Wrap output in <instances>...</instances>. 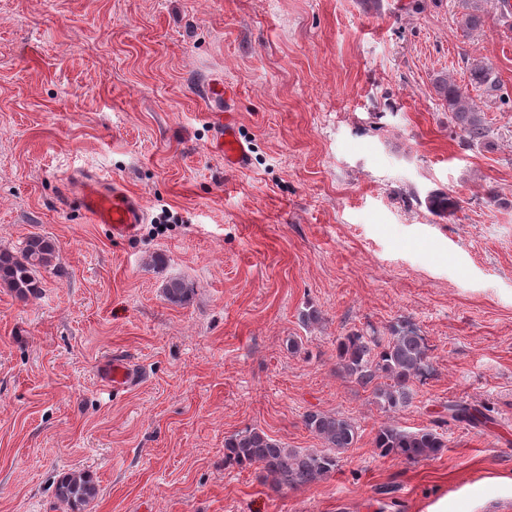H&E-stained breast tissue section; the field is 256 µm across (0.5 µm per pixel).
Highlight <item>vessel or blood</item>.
Wrapping results in <instances>:
<instances>
[{"instance_id": "obj_1", "label": "vessel or blood", "mask_w": 512, "mask_h": 512, "mask_svg": "<svg viewBox=\"0 0 512 512\" xmlns=\"http://www.w3.org/2000/svg\"><path fill=\"white\" fill-rule=\"evenodd\" d=\"M234 97V88L223 83H213L205 91L206 100L224 103L223 111L215 115L218 128L215 147L224 155V167L230 171H243L249 167L251 155L239 132L232 105ZM81 203L95 222L109 225L117 238L133 236L144 221L143 207L136 198L117 188L106 190L96 179L86 181ZM136 378L135 370L121 360L113 361L105 375L106 381L115 387L130 385Z\"/></svg>"}]
</instances>
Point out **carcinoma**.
<instances>
[{
    "instance_id": "carcinoma-1",
    "label": "carcinoma",
    "mask_w": 512,
    "mask_h": 512,
    "mask_svg": "<svg viewBox=\"0 0 512 512\" xmlns=\"http://www.w3.org/2000/svg\"><path fill=\"white\" fill-rule=\"evenodd\" d=\"M488 2L460 0L456 22L464 36L484 32ZM467 70L473 87L488 93L496 90L492 67L485 59H469ZM433 87L441 106L448 111V123L460 131L465 142L475 145L488 141L491 130L483 112L452 78L439 77ZM427 206L432 213L446 216L458 209V202L445 193H433L427 197ZM56 254L55 241L39 233L28 236L16 253L0 250V286L10 289L22 300L38 295L41 288L38 274L52 265ZM193 293V286L178 278L167 281L164 287L166 299L178 306L188 304ZM336 357L340 372L363 386H373L377 403L388 409L408 405L412 399L410 382L425 376L430 368L425 338L408 323L394 328L392 336L386 340L361 333L344 336L337 343ZM380 378L385 382H378ZM448 411L454 421L478 424L488 420L486 414L469 404H455L448 407ZM304 424L322 439L326 450L310 452L285 448L265 432L247 428L224 440L225 461L239 466L255 465L277 486L311 484L336 469L338 455L355 446L358 432L350 418L335 414L309 412ZM375 447L383 457L418 461L441 454L448 444L431 430L406 431L386 426L377 433ZM55 496L74 508L95 499L97 487L83 474H70L57 483Z\"/></svg>"
}]
</instances>
